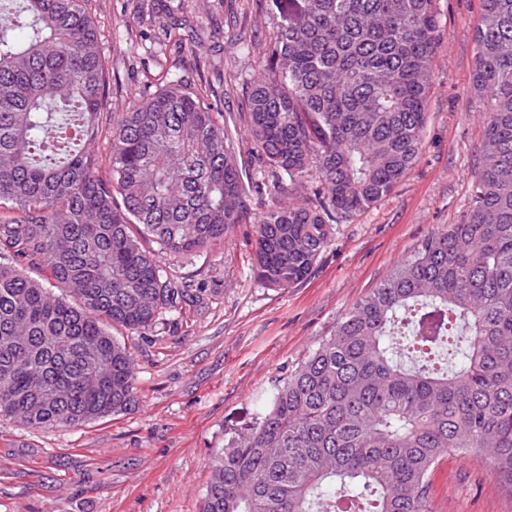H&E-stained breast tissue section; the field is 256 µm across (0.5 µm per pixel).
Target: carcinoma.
Instances as JSON below:
<instances>
[{
    "instance_id": "1",
    "label": "carcinoma",
    "mask_w": 512,
    "mask_h": 512,
    "mask_svg": "<svg viewBox=\"0 0 512 512\" xmlns=\"http://www.w3.org/2000/svg\"><path fill=\"white\" fill-rule=\"evenodd\" d=\"M90 0H0V418L36 429L136 402L114 326L146 335L190 291L161 257L247 223L255 277L290 288L333 223L416 162L440 34L435 0H288L277 69L247 98L259 181L242 179L224 113L179 68L106 109ZM470 93L488 100L471 197L344 313L213 457L201 512H435L433 477L477 454L512 492V0H482ZM111 141L109 177L92 144ZM302 200L282 206L283 192ZM157 245L154 252L143 242ZM50 274L49 285L34 276Z\"/></svg>"
}]
</instances>
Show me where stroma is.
<instances>
[{"mask_svg": "<svg viewBox=\"0 0 512 512\" xmlns=\"http://www.w3.org/2000/svg\"><path fill=\"white\" fill-rule=\"evenodd\" d=\"M111 111L129 110L145 73L180 64L224 113L241 154L249 82L269 68L282 20L273 0H92ZM441 40L423 146L390 194L335 224L310 275L288 289L256 280L252 224L191 257L161 260L199 299L153 332L115 328L135 363L128 411L68 430L0 418V512H199L217 448L244 432L259 402L331 334L431 232L457 223L482 147L483 100L471 97L481 0H436ZM185 19L175 55L163 26ZM436 512H512L476 456H451L434 477Z\"/></svg>", "mask_w": 512, "mask_h": 512, "instance_id": "stroma-1", "label": "stroma"}]
</instances>
